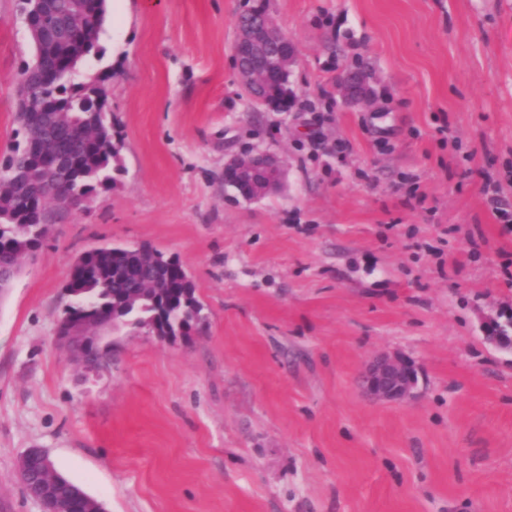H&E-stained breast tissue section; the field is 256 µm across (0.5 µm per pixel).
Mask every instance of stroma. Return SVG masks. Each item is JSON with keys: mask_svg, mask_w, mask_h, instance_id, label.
<instances>
[{"mask_svg": "<svg viewBox=\"0 0 512 512\" xmlns=\"http://www.w3.org/2000/svg\"><path fill=\"white\" fill-rule=\"evenodd\" d=\"M295 46L287 112L253 109L236 21ZM102 59L122 170L61 212L0 297V512L44 449L105 512H512V0H108ZM32 48L0 0V153ZM371 73V105L336 82ZM281 155L257 201L224 159ZM144 244L190 273L188 340L103 329L98 367L58 336L74 260ZM410 359L376 403L366 363ZM416 378L410 360L400 355L382 354L366 365L359 384L375 402L404 403L413 396Z\"/></svg>", "mask_w": 512, "mask_h": 512, "instance_id": "stroma-1", "label": "stroma"}]
</instances>
